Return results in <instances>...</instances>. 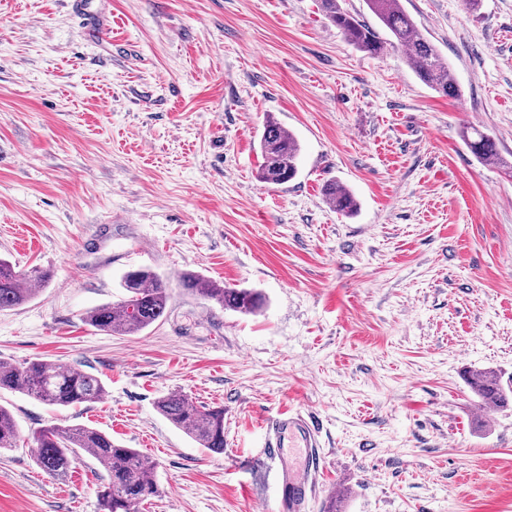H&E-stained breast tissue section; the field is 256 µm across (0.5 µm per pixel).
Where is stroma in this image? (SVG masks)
<instances>
[{
	"mask_svg": "<svg viewBox=\"0 0 512 512\" xmlns=\"http://www.w3.org/2000/svg\"><path fill=\"white\" fill-rule=\"evenodd\" d=\"M461 89L425 86L389 48L356 50L320 0H94L90 38L67 0H0V258L50 271L0 310V360L81 368L93 404L0 390L20 446L0 453V512H99L89 457L34 462L51 424L96 428L155 465L137 512H267L278 486L261 424L298 409L344 512H512V405L479 421L469 372L512 374V0H401ZM299 173L258 177L267 118ZM347 188L354 214L331 207ZM168 284L167 314L120 336L85 323L122 276ZM192 270L261 291L244 315L183 294ZM179 392L223 406L210 453L155 409ZM475 137L470 138L469 131L464 135V142L469 146L471 151L477 158L483 161L496 160V164L500 163V157L494 139L479 130L473 129ZM325 196L338 212L352 214L357 209V201L353 194L336 183L326 185Z\"/></svg>",
	"mask_w": 512,
	"mask_h": 512,
	"instance_id": "1",
	"label": "stroma"
}]
</instances>
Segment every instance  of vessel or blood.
<instances>
[{
    "instance_id": "b4317fda",
    "label": "vessel or blood",
    "mask_w": 512,
    "mask_h": 512,
    "mask_svg": "<svg viewBox=\"0 0 512 512\" xmlns=\"http://www.w3.org/2000/svg\"><path fill=\"white\" fill-rule=\"evenodd\" d=\"M264 439L278 460L281 492L274 512H304L308 498L317 488L320 465L318 430L310 417L288 410L266 421Z\"/></svg>"
}]
</instances>
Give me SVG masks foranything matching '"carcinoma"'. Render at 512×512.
<instances>
[{"mask_svg":"<svg viewBox=\"0 0 512 512\" xmlns=\"http://www.w3.org/2000/svg\"><path fill=\"white\" fill-rule=\"evenodd\" d=\"M367 4L388 37H382L363 18L343 9L339 0H320L324 16L357 50L377 57L387 46L398 49L419 80L430 89L444 97L461 95L439 50L404 10L400 0H367ZM464 142L477 158L500 160L496 142L490 135L475 129L473 135H464ZM259 147L263 157L261 180L279 185L297 176L300 145L278 122L271 119L265 122ZM325 196L338 212L351 214L357 209L353 194L336 183L326 185ZM50 279L47 271L17 272L8 261L0 259V310L18 306L33 295L25 284L33 282L42 287ZM179 284L191 295L244 314L257 313L266 303L260 292L229 288L192 271L182 272ZM121 288L125 290L124 299L86 313L85 321L90 326L117 335H134L166 316L169 291L155 272L143 268L130 270L124 274ZM469 385L483 407L493 404L504 408L512 394V377L504 381L490 371L471 375ZM2 389L19 391L61 407L94 403L105 394L103 382L96 375L43 360L24 366L0 361ZM155 407L201 447L215 454L224 453V408H199L179 392L160 397ZM18 439L14 416L0 405V451L17 447ZM34 441L35 462L50 476L65 474L81 454L91 457L105 470L106 479L99 490L101 512H136L140 503L159 493L154 463L137 449L122 446L96 428L51 424L38 430Z\"/></svg>","mask_w":512,"mask_h":512,"instance_id":"obj_1","label":"carcinoma"}]
</instances>
